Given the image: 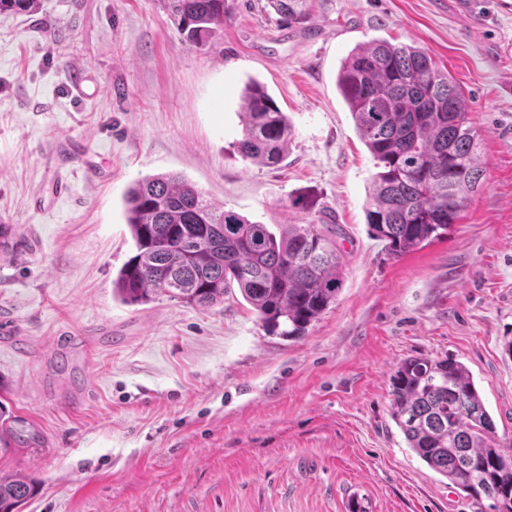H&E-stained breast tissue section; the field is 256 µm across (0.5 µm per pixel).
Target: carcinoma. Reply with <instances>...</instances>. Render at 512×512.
Returning <instances> with one entry per match:
<instances>
[{"instance_id": "carcinoma-1", "label": "carcinoma", "mask_w": 512, "mask_h": 512, "mask_svg": "<svg viewBox=\"0 0 512 512\" xmlns=\"http://www.w3.org/2000/svg\"><path fill=\"white\" fill-rule=\"evenodd\" d=\"M184 40L203 45L224 27L227 0H158ZM41 0H0L1 12L33 15ZM297 24L309 0H265ZM337 85L376 161L365 203L371 236L393 256L448 234L483 186L477 132L464 96L427 51L388 40L359 44ZM237 153L264 167L288 152L291 125L265 87L241 90ZM135 253L112 280L126 305L167 295L207 309L238 288L266 332L299 339L336 303L343 257L334 224H257L214 207L190 181L168 173L136 180L125 195ZM391 417L407 446L478 512H512V452L502 448L468 367L453 357H407L390 376ZM0 405V450L38 442L37 431ZM35 493L27 476L0 474V512H20ZM488 509H483V501Z\"/></svg>"}]
</instances>
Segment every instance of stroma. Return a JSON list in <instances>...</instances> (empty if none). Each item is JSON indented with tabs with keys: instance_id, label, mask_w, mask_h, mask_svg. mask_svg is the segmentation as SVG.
Listing matches in <instances>:
<instances>
[{
	"instance_id": "stroma-1",
	"label": "stroma",
	"mask_w": 512,
	"mask_h": 512,
	"mask_svg": "<svg viewBox=\"0 0 512 512\" xmlns=\"http://www.w3.org/2000/svg\"><path fill=\"white\" fill-rule=\"evenodd\" d=\"M230 0L186 43L158 0H42L0 13V400L43 436L0 453L29 476L21 512H477L407 448L390 374L410 356L471 371L512 444V0H312L303 25ZM383 38L425 49L460 84L484 185L442 240L392 256L364 205L375 173L336 87L343 58ZM94 75L82 98L77 72ZM264 83L292 124L287 159L243 160L241 89ZM83 139L100 178L60 172ZM176 173L257 224L330 216L344 286L305 336L268 335L239 290L195 308L128 306L112 280L134 251L125 193ZM66 175L67 196L31 198ZM313 197L314 211L291 208ZM59 155L64 163L80 161L75 170L89 169V160L87 158V148L80 139L65 138L59 144Z\"/></svg>"
}]
</instances>
